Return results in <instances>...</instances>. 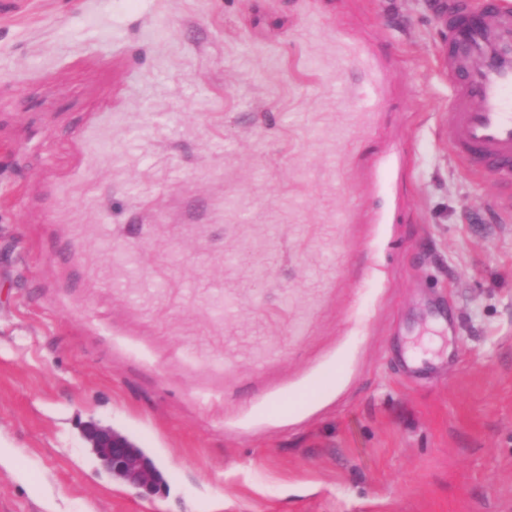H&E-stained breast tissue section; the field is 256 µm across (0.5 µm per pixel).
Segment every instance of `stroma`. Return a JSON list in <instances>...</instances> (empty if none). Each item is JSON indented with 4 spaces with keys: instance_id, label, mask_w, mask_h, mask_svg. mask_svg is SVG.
<instances>
[{
    "instance_id": "35a3bbf8",
    "label": "stroma",
    "mask_w": 512,
    "mask_h": 512,
    "mask_svg": "<svg viewBox=\"0 0 512 512\" xmlns=\"http://www.w3.org/2000/svg\"><path fill=\"white\" fill-rule=\"evenodd\" d=\"M441 30L0 0V512H512V217L442 133ZM87 447L115 479L144 492H153L160 474L145 452L110 425L89 421L82 427Z\"/></svg>"
}]
</instances>
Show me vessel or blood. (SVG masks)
Returning <instances> with one entry per match:
<instances>
[{"mask_svg": "<svg viewBox=\"0 0 512 512\" xmlns=\"http://www.w3.org/2000/svg\"><path fill=\"white\" fill-rule=\"evenodd\" d=\"M443 63L454 77L444 134L454 155L476 172H512V10L485 0L474 10L454 0L444 18Z\"/></svg>", "mask_w": 512, "mask_h": 512, "instance_id": "vessel-or-blood-1", "label": "vessel or blood"}]
</instances>
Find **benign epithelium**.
Instances as JSON below:
<instances>
[{
  "mask_svg": "<svg viewBox=\"0 0 512 512\" xmlns=\"http://www.w3.org/2000/svg\"><path fill=\"white\" fill-rule=\"evenodd\" d=\"M82 436L104 469L115 479L145 492L156 489L160 474L145 452L110 425L89 421Z\"/></svg>",
  "mask_w": 512,
  "mask_h": 512,
  "instance_id": "1",
  "label": "benign epithelium"
}]
</instances>
